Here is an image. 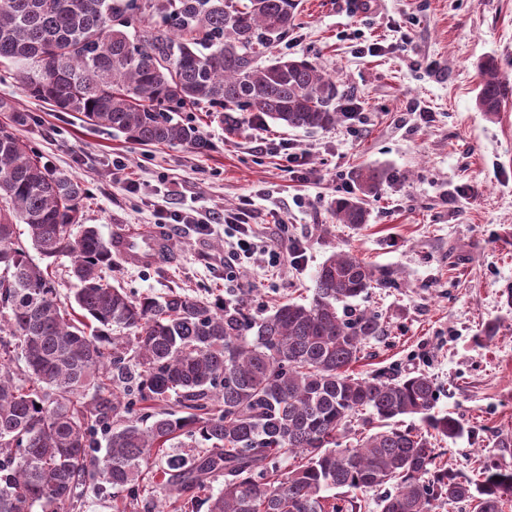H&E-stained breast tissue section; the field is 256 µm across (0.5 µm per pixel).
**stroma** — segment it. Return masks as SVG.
<instances>
[{
  "label": "stroma",
  "instance_id": "obj_1",
  "mask_svg": "<svg viewBox=\"0 0 512 512\" xmlns=\"http://www.w3.org/2000/svg\"><path fill=\"white\" fill-rule=\"evenodd\" d=\"M276 52L335 77L344 94L334 105L353 103L354 115L307 132L250 112H225L220 124L184 112L207 135V152L140 146L27 97L0 63V125L81 182V221L104 238L168 236L167 262L116 260L111 281L133 297L173 288L216 303L242 299L260 316L288 299L309 303L332 253L393 271L394 284L352 302L386 325L354 373L434 378L437 411L465 427L436 445L460 479L490 458L512 463V102L493 115L476 105L484 59L512 83V0H300ZM284 144L305 156L306 174L290 172ZM364 167L386 178L354 230L337 223L334 206L357 195ZM244 202L260 239L287 225L305 248L301 265L233 258L237 234L216 218ZM206 220L210 229L200 230ZM491 321L496 335L481 340Z\"/></svg>",
  "mask_w": 512,
  "mask_h": 512
}]
</instances>
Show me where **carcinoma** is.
Returning a JSON list of instances; mask_svg holds the SVG:
<instances>
[{
  "instance_id": "carcinoma-1",
  "label": "carcinoma",
  "mask_w": 512,
  "mask_h": 512,
  "mask_svg": "<svg viewBox=\"0 0 512 512\" xmlns=\"http://www.w3.org/2000/svg\"><path fill=\"white\" fill-rule=\"evenodd\" d=\"M297 8L298 0H0V59L15 65L24 94L91 126L204 152L200 126L176 114L204 109L222 122L226 109L254 112L304 130L336 123L341 92L316 63L273 56L257 65ZM479 76V111H501L512 85L492 58ZM385 177L376 168L356 174L364 195ZM83 199L79 181L0 127V512H72L88 489L107 486L136 500L159 455L170 495L224 478L209 512H360L358 493L386 485L381 512L512 508V465L490 459L477 479L460 481L437 461V440L464 425L433 413L428 376L348 372L383 333L380 315L350 302L392 284L393 272L335 253L317 271L309 305L288 301L265 316L242 301L218 307L177 291L136 299L103 275L112 241L80 223ZM334 215L367 223L357 197L337 200ZM19 223L43 257L71 259L79 288L70 306L28 261ZM407 415L423 427L390 426ZM354 420L374 433L344 448ZM282 457L299 462L283 472Z\"/></svg>"
}]
</instances>
